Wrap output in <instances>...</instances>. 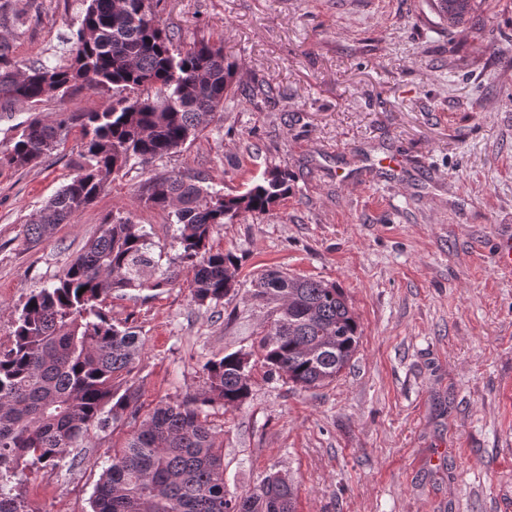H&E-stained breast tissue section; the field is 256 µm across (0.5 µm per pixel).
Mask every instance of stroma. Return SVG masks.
Segmentation results:
<instances>
[{"instance_id":"stroma-1","label":"stroma","mask_w":512,"mask_h":512,"mask_svg":"<svg viewBox=\"0 0 512 512\" xmlns=\"http://www.w3.org/2000/svg\"><path fill=\"white\" fill-rule=\"evenodd\" d=\"M84 0H0V41L18 61L71 59ZM425 0H160L182 41H223L234 96L191 142L107 179L40 242L23 227L76 172L80 140L0 167V349L15 312L56 282L107 216L177 255L174 217L140 204L147 179L179 172L245 192L275 168L290 192L268 214L214 229L239 258L236 299L195 304L180 271L165 288L112 295L105 310L144 347L131 378L143 411L194 396L209 359L257 351L268 306L250 300L276 267L336 283L361 339L331 385L300 389L252 368L238 407L209 408L228 492L269 472L296 512H512V275L493 244L512 231V0H483L464 29L422 20ZM87 89L0 112V153L33 115L92 112ZM135 427L96 431L83 459L31 463L11 483L32 512H91L112 450Z\"/></svg>"}]
</instances>
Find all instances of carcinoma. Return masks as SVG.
Instances as JSON below:
<instances>
[{"mask_svg": "<svg viewBox=\"0 0 512 512\" xmlns=\"http://www.w3.org/2000/svg\"><path fill=\"white\" fill-rule=\"evenodd\" d=\"M68 64L21 66L0 47V107L36 104L50 89L69 98L86 87L113 90L93 112L32 118L0 164L23 168L59 146L71 129L81 140L77 173L25 225L37 242L67 223L104 190V177L147 165L193 140L234 93L237 66L222 46L186 44L161 27L154 0H86ZM474 0H428L450 26L466 21ZM157 90V96L148 92ZM288 172L274 170L230 195L180 174L150 178L139 199L174 209L176 261L191 274L193 302L220 304L237 295L238 258L209 248L211 230L242 214L265 215L288 195ZM152 243L128 218L106 217L100 235L51 286L34 291L15 319L13 343L0 350V512H28L9 482L29 461L58 467L69 449L87 448L94 429L139 417V392L127 376L144 343L104 310L115 292L157 290L172 279L151 256ZM251 299L275 300L258 342L266 374L296 387L336 380L359 346V324L333 282L268 270ZM251 354L235 351L204 365L192 398L159 406L125 445L112 449L91 496L92 512H296L292 484L271 472L252 490L230 495L224 448L206 409L241 405L252 386Z\"/></svg>", "mask_w": 512, "mask_h": 512, "instance_id": "1", "label": "carcinoma"}]
</instances>
